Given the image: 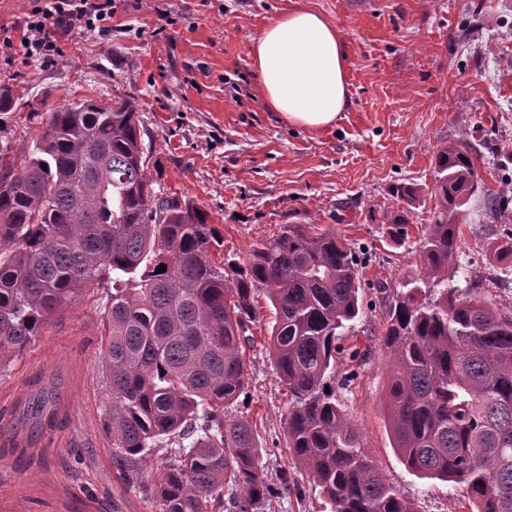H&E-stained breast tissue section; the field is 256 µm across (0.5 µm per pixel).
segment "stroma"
I'll return each mask as SVG.
<instances>
[{
    "label": "stroma",
    "instance_id": "stroma-1",
    "mask_svg": "<svg viewBox=\"0 0 512 512\" xmlns=\"http://www.w3.org/2000/svg\"><path fill=\"white\" fill-rule=\"evenodd\" d=\"M297 7L336 27L348 48L349 102L336 123L291 126L265 106L251 50L263 28ZM56 60L0 55V86L16 104L0 112V151L24 161L48 109L88 96L135 98L147 161L165 191L204 209L223 254H246L284 224L333 228L363 252L361 315L347 341L369 358L340 400L372 457L415 512H467L465 489L410 472L392 446L383 396L388 360L379 340L394 292L417 278L420 225L431 223L434 156L467 146L490 189L512 180V0H117L112 32L60 39ZM422 187L405 245L383 235L397 183ZM483 196L459 217V255L482 297L512 314V290L496 287L502 261L472 225L489 223ZM97 291L58 310L41 336L0 374V512H157L146 491L160 452L129 486L105 430L109 392ZM269 307L246 351V416L269 474L287 470L299 492L264 512H321L322 500L288 454V393L264 340ZM52 392L58 417L42 425L25 404ZM83 451L75 462L71 451Z\"/></svg>",
    "mask_w": 512,
    "mask_h": 512
}]
</instances>
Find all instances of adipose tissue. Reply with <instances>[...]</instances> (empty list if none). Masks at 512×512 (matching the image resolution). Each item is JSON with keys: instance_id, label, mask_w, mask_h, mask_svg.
Returning a JSON list of instances; mask_svg holds the SVG:
<instances>
[{"instance_id": "1", "label": "adipose tissue", "mask_w": 512, "mask_h": 512, "mask_svg": "<svg viewBox=\"0 0 512 512\" xmlns=\"http://www.w3.org/2000/svg\"><path fill=\"white\" fill-rule=\"evenodd\" d=\"M347 57L335 27L308 9L274 20L252 50L266 107L287 124L310 129L330 126L344 111Z\"/></svg>"}]
</instances>
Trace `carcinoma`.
Instances as JSON below:
<instances>
[{
    "label": "carcinoma",
    "instance_id": "1",
    "mask_svg": "<svg viewBox=\"0 0 512 512\" xmlns=\"http://www.w3.org/2000/svg\"><path fill=\"white\" fill-rule=\"evenodd\" d=\"M143 133L135 100L83 99L46 113L20 166L0 152V367L71 295L109 285L106 431L128 484L137 486L148 450L162 448L149 489L159 512H209L226 502V486L235 490L229 512H261L299 490L285 472L269 482L249 420L226 413L247 388L244 353L262 295L271 311L265 340L288 389V451L323 508L416 512L336 395L358 375L361 351L341 330L360 314V252L331 228L284 224L244 257L214 262L221 232L193 201L165 195L148 172ZM434 165L422 278L391 307L381 338L393 448L415 475L464 486L468 512H512V315L494 310L470 279L461 287L448 277L460 208L484 185L461 143L440 145ZM390 193L405 206L387 217L386 235L402 246L421 188L399 183ZM509 194L512 182L486 193L498 220L509 215ZM487 240L498 258H512L509 225Z\"/></svg>",
    "mask_w": 512,
    "mask_h": 512
}]
</instances>
